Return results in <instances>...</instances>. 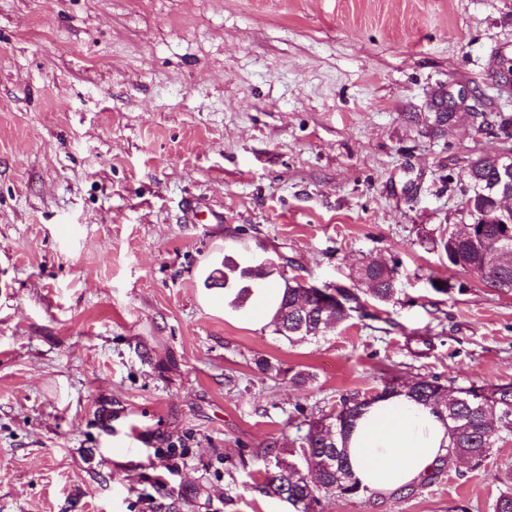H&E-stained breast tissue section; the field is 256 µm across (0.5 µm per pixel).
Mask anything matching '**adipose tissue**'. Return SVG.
Listing matches in <instances>:
<instances>
[{
  "label": "adipose tissue",
  "mask_w": 512,
  "mask_h": 512,
  "mask_svg": "<svg viewBox=\"0 0 512 512\" xmlns=\"http://www.w3.org/2000/svg\"><path fill=\"white\" fill-rule=\"evenodd\" d=\"M448 428L433 407L396 395L372 402L347 433L354 481L370 492L418 483L448 455Z\"/></svg>",
  "instance_id": "adipose-tissue-1"
}]
</instances>
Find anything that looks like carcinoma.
Segmentation results:
<instances>
[{"label": "carcinoma", "mask_w": 512, "mask_h": 512, "mask_svg": "<svg viewBox=\"0 0 512 512\" xmlns=\"http://www.w3.org/2000/svg\"><path fill=\"white\" fill-rule=\"evenodd\" d=\"M512 165L509 152L479 157L466 175L471 187L467 199L470 211L478 216L495 214L512 221V213L499 208L501 199L512 196V176L500 174L502 166ZM499 224H454L448 236L434 242V248L448 257V267L473 273L490 287L512 291V238L501 237ZM274 265L261 262L243 266L226 256L221 266L205 280L208 287L234 293L233 307H241L254 288L267 286ZM354 285L335 288L338 298L321 302L320 288L284 281V292L273 318L275 332L294 344L320 335L333 324H342L355 313H363L362 296L388 303L398 292L397 268L375 261L360 265ZM448 387L436 377L421 376L410 384L399 378L384 381L380 392L341 401L338 410L306 421L307 430L299 450L282 448L278 442L267 445L263 492L287 502L294 512H313L326 495L352 497L360 493L347 468L344 448L346 433L361 409L394 395H406L434 407L447 421L448 453L478 464L504 434H512V381L492 385H471L447 395Z\"/></svg>", "instance_id": "1"}]
</instances>
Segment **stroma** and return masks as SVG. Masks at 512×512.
<instances>
[{
	"label": "stroma",
	"instance_id": "1",
	"mask_svg": "<svg viewBox=\"0 0 512 512\" xmlns=\"http://www.w3.org/2000/svg\"><path fill=\"white\" fill-rule=\"evenodd\" d=\"M510 67L512 0H0V512H292L262 456L306 419L392 375L512 381V292L432 244L512 147ZM440 89L471 117L436 126ZM227 255L400 292L291 344L204 287ZM436 471L321 510L493 512L512 435Z\"/></svg>",
	"mask_w": 512,
	"mask_h": 512
}]
</instances>
